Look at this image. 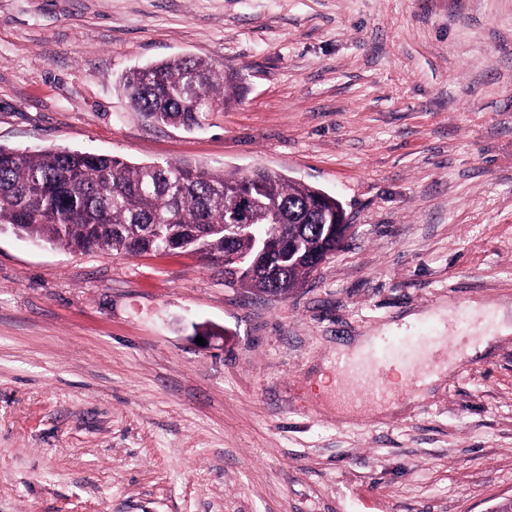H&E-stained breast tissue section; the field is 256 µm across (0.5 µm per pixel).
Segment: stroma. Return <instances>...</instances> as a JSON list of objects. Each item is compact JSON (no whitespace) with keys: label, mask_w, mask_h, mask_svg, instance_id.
Instances as JSON below:
<instances>
[{"label":"stroma","mask_w":512,"mask_h":512,"mask_svg":"<svg viewBox=\"0 0 512 512\" xmlns=\"http://www.w3.org/2000/svg\"><path fill=\"white\" fill-rule=\"evenodd\" d=\"M178 56L242 71L241 101L193 131L145 120L119 77ZM0 144L260 166L351 224L284 298L178 250L0 234V512L512 498V0H0ZM364 336L450 369L342 400L317 377Z\"/></svg>","instance_id":"35a3bbf8"}]
</instances>
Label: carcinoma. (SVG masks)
<instances>
[{"mask_svg": "<svg viewBox=\"0 0 512 512\" xmlns=\"http://www.w3.org/2000/svg\"><path fill=\"white\" fill-rule=\"evenodd\" d=\"M244 77L209 62L175 57L130 68L119 86L146 119L203 125L240 100ZM257 205L236 240L225 237L243 196ZM272 224L288 225L277 265L262 264L241 287L289 292L338 251L347 225L336 197L261 168L246 175L188 163H130L67 148L30 151L0 145V229L71 250L137 255L167 247L254 258Z\"/></svg>", "mask_w": 512, "mask_h": 512, "instance_id": "carcinoma-1", "label": "carcinoma"}]
</instances>
